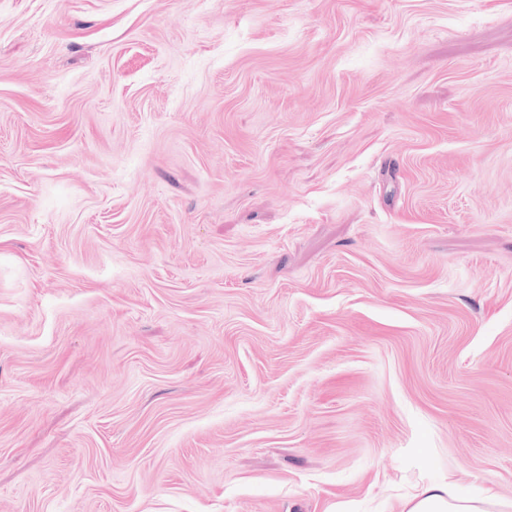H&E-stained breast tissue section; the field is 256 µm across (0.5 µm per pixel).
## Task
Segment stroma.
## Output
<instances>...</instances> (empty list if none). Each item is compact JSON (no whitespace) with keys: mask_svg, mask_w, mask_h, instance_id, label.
Masks as SVG:
<instances>
[{"mask_svg":"<svg viewBox=\"0 0 512 512\" xmlns=\"http://www.w3.org/2000/svg\"><path fill=\"white\" fill-rule=\"evenodd\" d=\"M512 512V0H0V512ZM491 500L475 501L461 497L446 484L422 489L406 504L405 512H488Z\"/></svg>","mask_w":512,"mask_h":512,"instance_id":"stroma-1","label":"stroma"}]
</instances>
